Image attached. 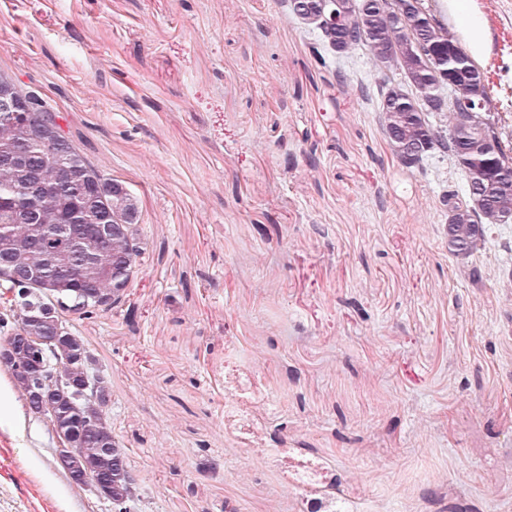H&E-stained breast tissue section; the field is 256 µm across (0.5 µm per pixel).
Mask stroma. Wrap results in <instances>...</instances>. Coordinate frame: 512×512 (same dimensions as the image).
I'll list each match as a JSON object with an SVG mask.
<instances>
[{"instance_id": "1", "label": "stroma", "mask_w": 512, "mask_h": 512, "mask_svg": "<svg viewBox=\"0 0 512 512\" xmlns=\"http://www.w3.org/2000/svg\"><path fill=\"white\" fill-rule=\"evenodd\" d=\"M512 140V0H470ZM288 0H0V74L138 197L125 307L75 326L112 380L144 512H512V253L451 256L438 197ZM280 226L267 238L257 227ZM0 364V512H108Z\"/></svg>"}]
</instances>
